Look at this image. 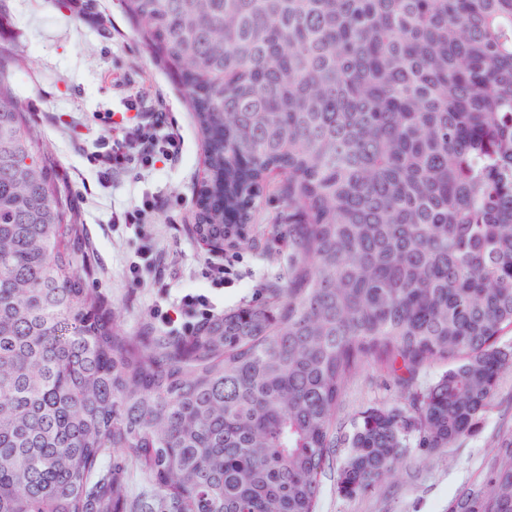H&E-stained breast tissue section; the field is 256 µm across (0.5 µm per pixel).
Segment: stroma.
<instances>
[{
  "label": "stroma",
  "instance_id": "1",
  "mask_svg": "<svg viewBox=\"0 0 512 512\" xmlns=\"http://www.w3.org/2000/svg\"><path fill=\"white\" fill-rule=\"evenodd\" d=\"M0 58L7 61L0 76L25 112L35 115L42 145L56 157L59 182L81 217L73 242L77 264L91 269L88 288L111 303L124 334L163 335L153 309L176 302L184 288L205 289L221 316L263 301L271 284L286 285L288 238L271 224L284 205L273 195L256 214V226L265 232L262 248L234 251V285L220 288L207 277L215 253L191 231L204 177L201 138L180 81L144 45L119 0H86L81 17L61 0H0ZM134 95L141 99L138 119L165 112L169 127L183 139L181 152L151 166L113 172L111 184H99L89 155L111 134L105 116L127 111ZM146 195L160 197L164 210L146 213L140 227L113 223L115 213ZM148 251L156 266L144 264ZM134 263L140 266L137 285L129 272ZM401 399L392 372L368 360L347 385L342 419ZM511 441L509 370L478 424L445 456L413 454L396 475L348 498L336 490L341 456L332 454L319 512H448L459 490L484 482Z\"/></svg>",
  "mask_w": 512,
  "mask_h": 512
}]
</instances>
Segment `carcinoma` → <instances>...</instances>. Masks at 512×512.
<instances>
[{
    "instance_id": "carcinoma-1",
    "label": "carcinoma",
    "mask_w": 512,
    "mask_h": 512,
    "mask_svg": "<svg viewBox=\"0 0 512 512\" xmlns=\"http://www.w3.org/2000/svg\"><path fill=\"white\" fill-rule=\"evenodd\" d=\"M203 140L193 230L253 246L283 198L288 287L196 336H127L0 78V512H318L454 447L512 369V0H121ZM373 358L403 405L336 421ZM444 370L424 388L421 368ZM451 512H512V451ZM107 462L111 466L114 464L121 467L122 478L130 500H133L140 493L149 488V484L143 474L139 470L133 468L123 455L119 453H115L114 455L112 454V456L107 459Z\"/></svg>"
}]
</instances>
